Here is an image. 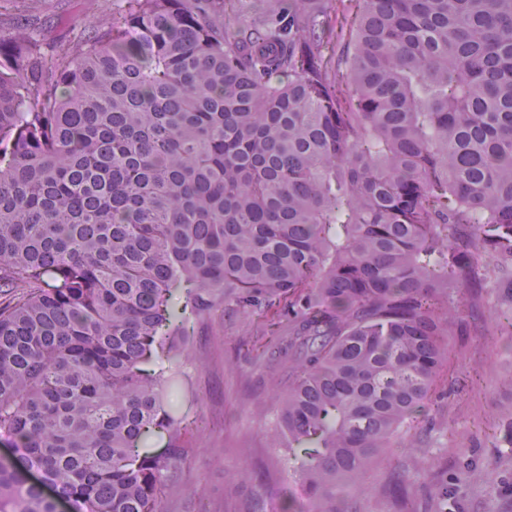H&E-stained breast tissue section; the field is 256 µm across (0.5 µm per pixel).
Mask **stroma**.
<instances>
[{
    "label": "stroma",
    "instance_id": "stroma-1",
    "mask_svg": "<svg viewBox=\"0 0 512 512\" xmlns=\"http://www.w3.org/2000/svg\"><path fill=\"white\" fill-rule=\"evenodd\" d=\"M83 0H48L27 22L47 37L67 32L81 18ZM486 301L470 304L457 336L455 357L428 401L418 427L368 467L366 490L340 512H399L395 477H414L411 495L419 512H435L431 492L444 482L452 512H512V452L502 448L503 423L512 420V391L496 376L512 370V338L495 335L505 320ZM252 327L228 304L195 322L187 340L193 358L164 402L197 433L185 460L176 463L163 498L164 512H254L257 502L276 512L287 495L277 479L279 450L274 416L277 396L288 388V364L269 355L252 360L241 345ZM491 474L488 481L466 480L463 462Z\"/></svg>",
    "mask_w": 512,
    "mask_h": 512
}]
</instances>
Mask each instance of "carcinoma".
Returning <instances> with one entry per match:
<instances>
[{
    "mask_svg": "<svg viewBox=\"0 0 512 512\" xmlns=\"http://www.w3.org/2000/svg\"><path fill=\"white\" fill-rule=\"evenodd\" d=\"M260 2L0 32V512H163L165 390L224 303L288 318L280 474L336 512L467 302L512 303V0Z\"/></svg>",
    "mask_w": 512,
    "mask_h": 512,
    "instance_id": "obj_1",
    "label": "carcinoma"
}]
</instances>
